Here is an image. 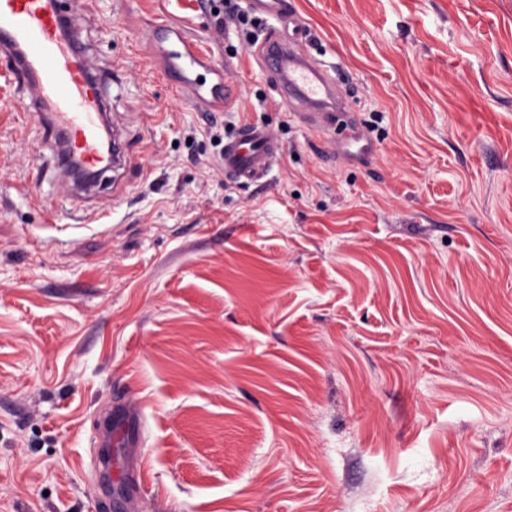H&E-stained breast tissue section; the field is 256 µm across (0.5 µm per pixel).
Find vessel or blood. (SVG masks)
Segmentation results:
<instances>
[{
  "label": "vessel or blood",
  "mask_w": 512,
  "mask_h": 512,
  "mask_svg": "<svg viewBox=\"0 0 512 512\" xmlns=\"http://www.w3.org/2000/svg\"><path fill=\"white\" fill-rule=\"evenodd\" d=\"M79 0H0V63L25 94L26 111L32 112L48 135L58 172L71 171V161L90 174L84 191L109 181L114 165L123 163L124 149L105 152L107 120L105 88L110 76L96 67L82 47L77 25ZM253 12L275 17L278 27L268 29L255 50L264 72L275 80L281 103L296 112L307 130L335 137L336 152L367 153L370 143L361 134L336 138L335 130L346 118L345 97L335 78L300 51L304 30L287 0H250ZM181 28L151 23L140 39L151 65L160 71L173 92L196 111H230L235 87L214 68L215 79L202 81L204 61L192 48L175 49L184 40ZM281 150V145L257 124L235 130L224 143L225 175L243 181L261 177ZM102 448H136L140 426L124 407L110 410L97 434Z\"/></svg>",
  "instance_id": "obj_1"
}]
</instances>
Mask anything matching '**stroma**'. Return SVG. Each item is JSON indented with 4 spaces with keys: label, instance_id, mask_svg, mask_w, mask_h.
Wrapping results in <instances>:
<instances>
[{
    "label": "stroma",
    "instance_id": "obj_1",
    "mask_svg": "<svg viewBox=\"0 0 512 512\" xmlns=\"http://www.w3.org/2000/svg\"><path fill=\"white\" fill-rule=\"evenodd\" d=\"M290 3L371 155L199 0H85L133 160L85 202L0 76V512H512V0ZM155 20L282 143L263 177L146 66ZM113 402L151 478L108 497ZM355 128L356 125L351 122L343 131L351 130L353 134L341 139L336 138V140H333V143L336 146L337 156H346L352 153H368L371 151L372 148L370 142L367 139H364L361 134L355 133ZM364 140L366 143L362 144V141ZM351 149H355L356 152H352ZM96 439L100 448L111 449L109 455L103 459V464L111 470L112 447L138 448L141 444L139 422L123 405L114 407L107 413L104 426L98 432Z\"/></svg>",
    "mask_w": 512,
    "mask_h": 512
}]
</instances>
